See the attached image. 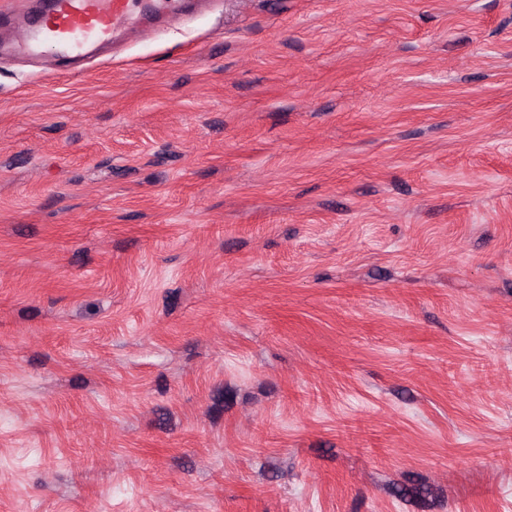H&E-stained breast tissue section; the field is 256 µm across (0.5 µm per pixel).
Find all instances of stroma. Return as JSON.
Listing matches in <instances>:
<instances>
[{
  "label": "stroma",
  "mask_w": 512,
  "mask_h": 512,
  "mask_svg": "<svg viewBox=\"0 0 512 512\" xmlns=\"http://www.w3.org/2000/svg\"><path fill=\"white\" fill-rule=\"evenodd\" d=\"M0 51V512H512V0H215Z\"/></svg>",
  "instance_id": "stroma-1"
}]
</instances>
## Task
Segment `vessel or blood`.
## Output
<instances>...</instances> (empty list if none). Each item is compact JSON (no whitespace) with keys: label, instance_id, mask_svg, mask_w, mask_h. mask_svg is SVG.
Instances as JSON below:
<instances>
[{"label":"vessel or blood","instance_id":"b4317fda","mask_svg":"<svg viewBox=\"0 0 512 512\" xmlns=\"http://www.w3.org/2000/svg\"><path fill=\"white\" fill-rule=\"evenodd\" d=\"M140 0H43L23 38L33 53L52 41L68 56L83 55L90 45L109 42L114 31L133 22Z\"/></svg>","mask_w":512,"mask_h":512}]
</instances>
